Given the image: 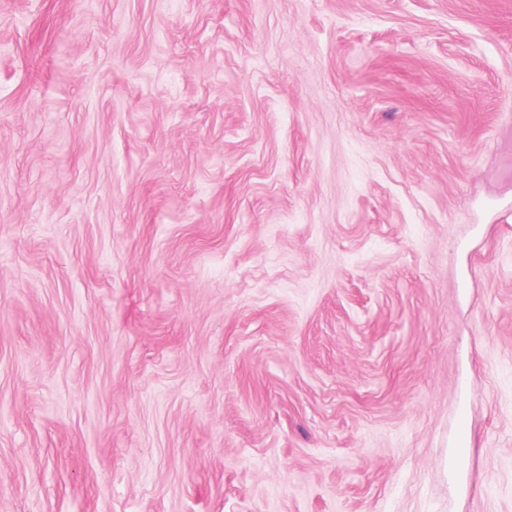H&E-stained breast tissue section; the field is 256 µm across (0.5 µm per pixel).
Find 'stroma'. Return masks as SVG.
<instances>
[{
  "mask_svg": "<svg viewBox=\"0 0 512 512\" xmlns=\"http://www.w3.org/2000/svg\"><path fill=\"white\" fill-rule=\"evenodd\" d=\"M512 0H0V512H512Z\"/></svg>",
  "mask_w": 512,
  "mask_h": 512,
  "instance_id": "obj_1",
  "label": "stroma"
}]
</instances>
